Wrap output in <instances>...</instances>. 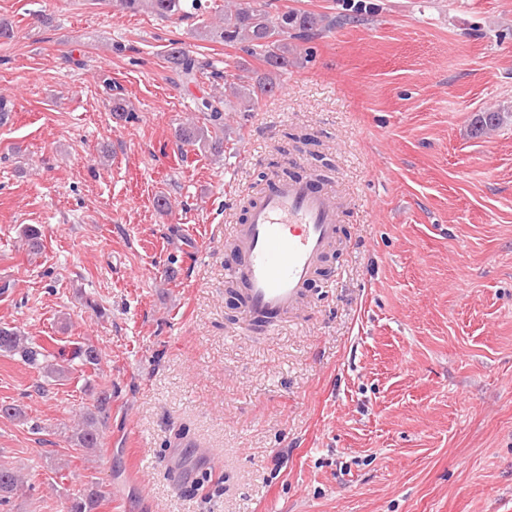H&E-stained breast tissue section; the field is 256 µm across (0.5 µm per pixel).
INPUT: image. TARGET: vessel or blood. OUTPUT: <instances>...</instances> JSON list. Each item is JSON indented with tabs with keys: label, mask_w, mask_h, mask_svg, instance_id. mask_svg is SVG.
I'll return each instance as SVG.
<instances>
[{
	"label": "vessel or blood",
	"mask_w": 512,
	"mask_h": 512,
	"mask_svg": "<svg viewBox=\"0 0 512 512\" xmlns=\"http://www.w3.org/2000/svg\"><path fill=\"white\" fill-rule=\"evenodd\" d=\"M245 314L253 320L299 308L337 234L333 197L311 181L280 179L265 189L244 223L231 226Z\"/></svg>",
	"instance_id": "1"
}]
</instances>
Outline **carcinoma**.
I'll list each match as a JSON object with an SVG mask.
<instances>
[{
	"label": "carcinoma",
	"instance_id": "1",
	"mask_svg": "<svg viewBox=\"0 0 512 512\" xmlns=\"http://www.w3.org/2000/svg\"><path fill=\"white\" fill-rule=\"evenodd\" d=\"M117 6L132 13L148 9L160 19H170L177 15L189 18L204 9L202 0H116ZM341 17L326 20L323 15L306 10L291 9L277 15L270 14L258 0H231L224 6L221 25L212 26L202 21L196 34L202 39H219L227 45L237 46L247 55L261 61L265 72L256 77L250 70L241 67L239 74H225L210 62H200L193 58L184 47L175 41L167 50V61L183 75L196 78L201 70L210 69L214 80L224 79V92L236 99V104L220 97H203L194 102V110L204 116L202 124L190 123L176 130V138L182 145L192 146L209 153L215 158L224 156V107L231 104L236 112H249L263 96L274 94L279 88L278 76L288 72V68L301 64L295 39H309L322 31L340 24ZM504 121V113L499 110L484 112L475 119L473 130L481 134L499 127ZM22 241L29 254L37 256L44 248L43 233L35 225L22 230ZM0 354L15 358L23 364L37 369L47 379L65 376L73 370V361H78L80 373L85 369H96L101 361L99 349L85 343L73 351L67 364L57 362L63 354L54 355L29 337L16 326L0 324ZM94 396V410L84 413L80 422L72 428L71 440L74 444L93 454L102 447L99 424L107 418L112 402V390L91 388ZM20 484L18 475L6 463H0V505L10 502ZM106 492L102 485L90 486L81 496L73 499L66 512H97Z\"/></svg>",
	"mask_w": 512,
	"mask_h": 512
}]
</instances>
